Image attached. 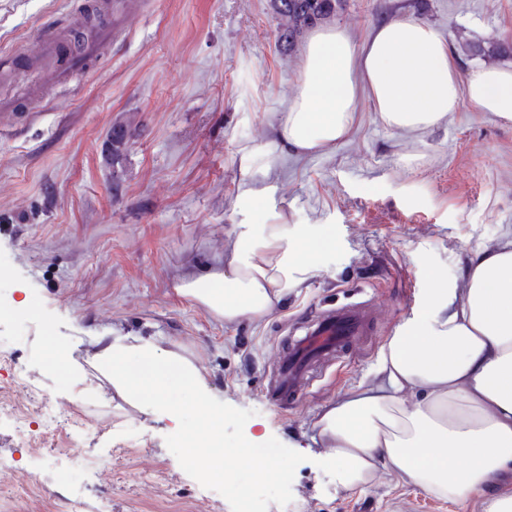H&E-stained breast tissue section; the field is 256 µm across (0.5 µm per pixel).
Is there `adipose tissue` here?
<instances>
[{
    "instance_id": "obj_1",
    "label": "adipose tissue",
    "mask_w": 512,
    "mask_h": 512,
    "mask_svg": "<svg viewBox=\"0 0 512 512\" xmlns=\"http://www.w3.org/2000/svg\"><path fill=\"white\" fill-rule=\"evenodd\" d=\"M364 91L395 130L439 126L463 100L512 123V63L459 72L443 34L412 17L380 23L359 46L329 24L309 33L277 140L253 158L271 165L282 144L330 151L350 134ZM334 244L316 224H237L224 242L223 271L186 278L176 290L225 327L258 322L321 272L319 258ZM89 358L127 402L161 416H176L170 390L189 391L208 411L201 436L220 444L224 409L190 360L123 336L99 339ZM372 374L316 414L321 464L338 486L367 485L384 469L435 498L512 512V234L474 249L462 284L426 289Z\"/></svg>"
}]
</instances>
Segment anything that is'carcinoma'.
I'll return each instance as SVG.
<instances>
[{
	"label": "carcinoma",
	"instance_id": "cac0c4a2",
	"mask_svg": "<svg viewBox=\"0 0 512 512\" xmlns=\"http://www.w3.org/2000/svg\"><path fill=\"white\" fill-rule=\"evenodd\" d=\"M347 0H270V8L279 19L278 44L290 51L307 28H311L344 10ZM512 48L504 44L469 45L468 52L482 57H496Z\"/></svg>",
	"mask_w": 512,
	"mask_h": 512
}]
</instances>
